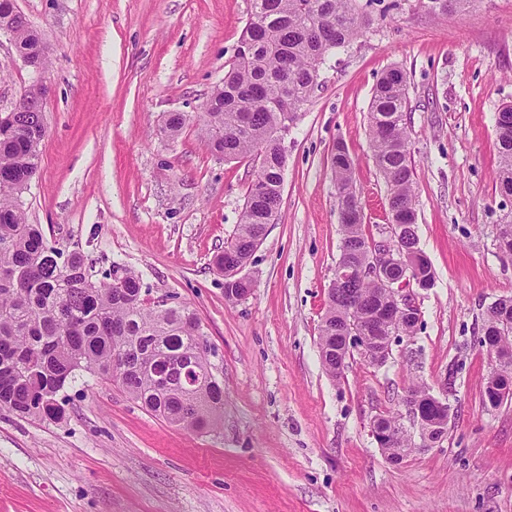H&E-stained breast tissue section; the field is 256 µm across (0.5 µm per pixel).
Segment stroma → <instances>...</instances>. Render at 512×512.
<instances>
[{
  "mask_svg": "<svg viewBox=\"0 0 512 512\" xmlns=\"http://www.w3.org/2000/svg\"><path fill=\"white\" fill-rule=\"evenodd\" d=\"M47 47L39 170L25 195L50 244L142 273L154 295L196 311L216 377L218 427L187 430L84 376L59 421L0 409V512H512V400L483 406L493 362L477 338L487 308L512 296L497 246L512 197L495 187V119L512 104V0L435 17L425 0H383L386 16L320 71L282 145L278 223L224 296L215 257L258 165L227 161L196 118L233 60L251 0H16ZM402 67L420 247L434 272L417 289L414 336L388 360L324 370L318 332L340 255L331 160L344 143L372 239L388 232L387 188L368 111L384 72ZM31 71L0 35V110ZM172 112L192 121L175 138ZM447 395L448 435L390 464L371 434L410 384Z\"/></svg>",
  "mask_w": 512,
  "mask_h": 512,
  "instance_id": "stroma-1",
  "label": "stroma"
}]
</instances>
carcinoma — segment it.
<instances>
[{
    "instance_id": "carcinoma-1",
    "label": "carcinoma",
    "mask_w": 512,
    "mask_h": 512,
    "mask_svg": "<svg viewBox=\"0 0 512 512\" xmlns=\"http://www.w3.org/2000/svg\"><path fill=\"white\" fill-rule=\"evenodd\" d=\"M473 0H429L436 16ZM373 0H252L251 20L223 82L211 93L200 116V132L224 159L253 157L266 191L248 188L235 231L215 264L224 271V254L245 265L279 216L285 155L281 132L294 123L317 86L320 69L338 48L364 35L374 18ZM21 46L41 40L15 14L14 0H0V28ZM404 70L393 67L378 81L369 110L374 162L387 186L391 224L399 226L396 244L419 243L414 208V168L405 114L409 111ZM190 116L175 112L163 131L178 136ZM44 113L24 106L0 115V408L22 418L60 420L62 384L88 373L116 382L130 399L168 423L190 430L218 424L224 416V386L215 378L200 320L185 302L151 297L142 276L116 262L98 279L79 251L64 254L45 238L40 224L28 222L24 194L40 164ZM499 190L512 191V104L496 118ZM341 210L339 263L363 265L373 249L365 224L354 222L360 205L354 164L345 146L332 158ZM499 249L512 257V218H504ZM347 296L328 295L319 327L323 367L341 376L338 357H350L343 336L349 325L369 330L384 343L385 324L374 312L388 296L362 279L345 288ZM400 429L382 450L399 462L414 450L402 414L382 416Z\"/></svg>"
}]
</instances>
